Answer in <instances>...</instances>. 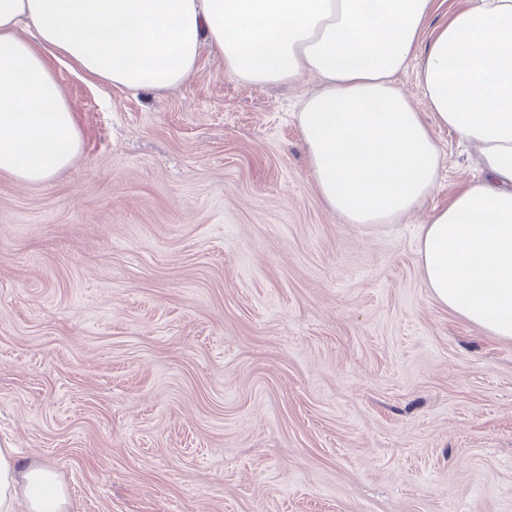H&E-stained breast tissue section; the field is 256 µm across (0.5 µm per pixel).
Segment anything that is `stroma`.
I'll return each instance as SVG.
<instances>
[{
  "instance_id": "35a3bbf8",
  "label": "stroma",
  "mask_w": 512,
  "mask_h": 512,
  "mask_svg": "<svg viewBox=\"0 0 512 512\" xmlns=\"http://www.w3.org/2000/svg\"><path fill=\"white\" fill-rule=\"evenodd\" d=\"M81 146L0 172V447L68 512H512V340L419 267L478 156L434 126L438 178L390 224L325 207L296 112L203 50L133 94L50 59Z\"/></svg>"
}]
</instances>
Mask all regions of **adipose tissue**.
Instances as JSON below:
<instances>
[{
	"instance_id": "adipose-tissue-1",
	"label": "adipose tissue",
	"mask_w": 512,
	"mask_h": 512,
	"mask_svg": "<svg viewBox=\"0 0 512 512\" xmlns=\"http://www.w3.org/2000/svg\"><path fill=\"white\" fill-rule=\"evenodd\" d=\"M434 0H0V172L51 178L79 149L48 58L128 91L183 82L202 46L256 88L319 80L297 119L314 184L350 224H389L427 197L439 153L395 85ZM28 28L22 37L20 28ZM435 123L486 174L425 225L420 266L444 306L512 339V0H463L418 70ZM57 474L0 448V512H66Z\"/></svg>"
}]
</instances>
